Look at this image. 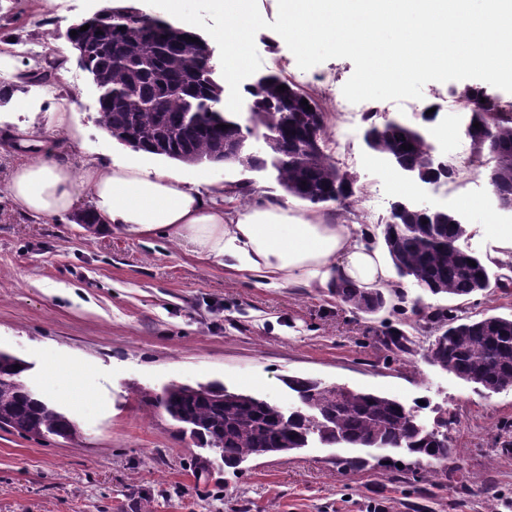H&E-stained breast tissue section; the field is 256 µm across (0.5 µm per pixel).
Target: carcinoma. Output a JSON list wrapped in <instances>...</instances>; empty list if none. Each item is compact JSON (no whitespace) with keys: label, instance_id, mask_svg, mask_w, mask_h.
I'll return each instance as SVG.
<instances>
[{"label":"carcinoma","instance_id":"carcinoma-1","mask_svg":"<svg viewBox=\"0 0 512 512\" xmlns=\"http://www.w3.org/2000/svg\"><path fill=\"white\" fill-rule=\"evenodd\" d=\"M134 11L121 5L97 11L85 18L88 30L72 37L85 49L84 68L98 90L99 123L113 139L184 164L223 163L229 158L225 151L239 147L251 128L274 129L288 145V161L277 168L287 194L313 206L334 202L338 194L344 199L353 196L345 173L324 152L301 154L307 140L323 143L324 112L312 123L301 105L304 99L310 106L316 101L272 74L267 86L245 88L256 102L250 118L227 111L210 96L217 76L201 67V35L157 17L144 24ZM190 36L195 41H189ZM284 84L287 89L277 90ZM472 100L482 103V110L473 113L479 128L470 137L472 148L478 155L498 153L490 184L495 193L512 200V113L498 111L481 92ZM222 124L226 128H220ZM408 144L412 149H404ZM425 145L422 123L394 124L381 141L383 152L402 154L419 173L426 169ZM424 220L432 217L411 214L381 228L397 275L412 279L432 296L464 299L489 288V267L459 246L466 233L462 225L445 219L422 233L416 225ZM334 291L340 302L364 313L386 303L382 291L369 293L343 281L336 282ZM426 319L438 324L437 335L422 353L428 365L482 392L512 386V317H463L453 308H439ZM26 370L22 359L0 351V430L30 438L50 434L75 439L73 421L23 384ZM284 383L299 398L291 410L219 382L172 383L159 393L142 394L141 402L190 429L200 445L234 471L250 459L292 454L316 440L327 446L398 449L427 462L436 478L452 452L442 441L445 418L427 427L389 397L351 390L340 398L334 386L292 376Z\"/></svg>","mask_w":512,"mask_h":512}]
</instances>
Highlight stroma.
Instances as JSON below:
<instances>
[{"instance_id": "stroma-1", "label": "stroma", "mask_w": 512, "mask_h": 512, "mask_svg": "<svg viewBox=\"0 0 512 512\" xmlns=\"http://www.w3.org/2000/svg\"><path fill=\"white\" fill-rule=\"evenodd\" d=\"M103 0H0V44H14L51 82L18 84L0 106V349L26 362L25 383L72 419V440L26 439L0 430V512H512V387L483 395L420 354L434 334L412 314L456 308L461 315L512 316V290L491 287L461 300L433 297L412 280H399L383 308L363 313L341 303L329 288L266 286L255 275L204 260L172 238L135 237L103 224L85 230L72 218L36 220L14 212L7 179L17 157L54 152L79 164L90 158L178 173L201 190L249 183L242 198H273L308 210L288 195L273 167L187 165L133 151L99 125L98 93L65 37L75 20ZM261 73H276L312 96L326 114L324 141L337 168L355 175L352 198L328 213L360 224L374 247L380 225L400 199L456 213L467 227L462 245L476 255L499 251L492 227L511 224L499 209L484 154L470 175L464 149L467 91L483 88L494 100L503 90L467 79L430 82L412 104L371 100L347 105L342 87L350 60L333 58L300 69L286 43L258 31ZM73 103L67 125L52 108ZM438 105L428 133L446 158L452 178L407 182L363 141L362 109L391 118ZM410 193H403V185ZM407 339V351L386 346L388 332ZM298 376L399 400L424 402L420 418L448 417L452 449L447 470L472 477L462 494L434 484L413 457L349 470L355 448L310 443L286 456L226 469L204 459L189 435L163 410L145 407L139 391L161 392L172 383L218 381L284 407L297 397L283 382Z\"/></svg>"}]
</instances>
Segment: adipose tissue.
I'll list each match as a JSON object with an SVG mask.
<instances>
[{"label": "adipose tissue", "instance_id": "ef3b65f1", "mask_svg": "<svg viewBox=\"0 0 512 512\" xmlns=\"http://www.w3.org/2000/svg\"><path fill=\"white\" fill-rule=\"evenodd\" d=\"M83 187L97 217L113 229L174 237L200 257L272 285L329 288L342 279L367 290L394 288L379 250L361 241L358 225L332 214L305 215L266 198L243 209L223 189L204 192L169 171L97 158L77 168L56 159L21 160L7 184L15 211L43 219L76 211Z\"/></svg>", "mask_w": 512, "mask_h": 512}]
</instances>
